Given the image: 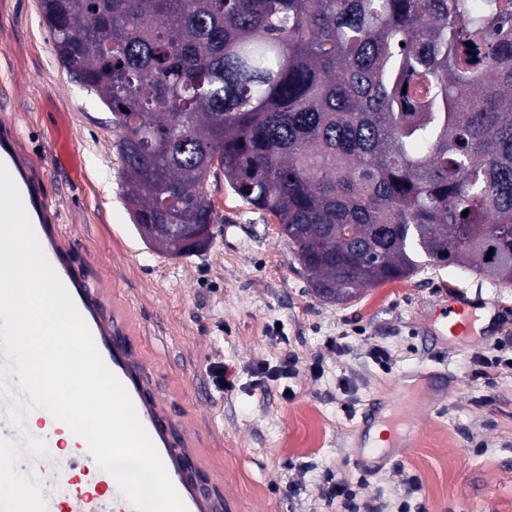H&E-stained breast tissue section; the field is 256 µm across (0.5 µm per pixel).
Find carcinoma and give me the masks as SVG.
I'll list each match as a JSON object with an SVG mask.
<instances>
[{"label": "carcinoma", "mask_w": 512, "mask_h": 512, "mask_svg": "<svg viewBox=\"0 0 512 512\" xmlns=\"http://www.w3.org/2000/svg\"><path fill=\"white\" fill-rule=\"evenodd\" d=\"M120 130L138 224L198 252L205 191L276 218L320 298L422 266L512 284V0H39ZM468 215H462L463 211ZM493 254H488L489 249Z\"/></svg>", "instance_id": "obj_1"}]
</instances>
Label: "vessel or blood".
Here are the masks:
<instances>
[{"mask_svg": "<svg viewBox=\"0 0 512 512\" xmlns=\"http://www.w3.org/2000/svg\"><path fill=\"white\" fill-rule=\"evenodd\" d=\"M0 163L16 183L30 224L42 251L67 289L93 338L105 365L127 392L143 429L156 449L186 512H229L220 479L203 490L198 474L209 466L189 424L175 417L159 393L152 365L142 355L127 309L116 306L101 282L90 281L85 264L76 257V244L41 189L43 173L35 154L20 141L10 114L0 115ZM46 451L39 460L46 512H135L115 477L102 470L83 437H75L67 468H60L55 450L69 426L58 420H39Z\"/></svg>", "mask_w": 512, "mask_h": 512, "instance_id": "b4317fda", "label": "vessel or blood"}]
</instances>
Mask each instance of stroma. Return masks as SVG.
I'll use <instances>...</instances> for the list:
<instances>
[{
	"label": "stroma",
	"instance_id": "1",
	"mask_svg": "<svg viewBox=\"0 0 512 512\" xmlns=\"http://www.w3.org/2000/svg\"><path fill=\"white\" fill-rule=\"evenodd\" d=\"M0 101L42 161L62 224L129 307L162 391L235 512H512V367L474 372L480 356L512 360V285L428 265L351 302L323 301L276 219L220 177L207 192L224 222L206 251L148 248L122 195L112 114L61 66L38 0H0ZM457 292L488 321H475L468 339L427 342L437 304ZM288 359V377L258 383V365ZM217 363L235 372L232 390L215 387ZM406 373L420 378L408 399L418 424L373 463L362 454V415L394 400ZM340 477L353 506L327 496Z\"/></svg>",
	"mask_w": 512,
	"mask_h": 512
}]
</instances>
